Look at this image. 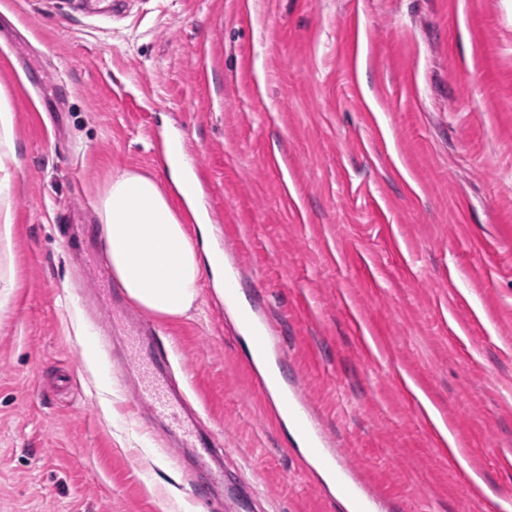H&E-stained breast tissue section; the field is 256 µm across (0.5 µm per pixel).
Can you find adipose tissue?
Instances as JSON below:
<instances>
[{"label": "adipose tissue", "instance_id": "adipose-tissue-1", "mask_svg": "<svg viewBox=\"0 0 512 512\" xmlns=\"http://www.w3.org/2000/svg\"><path fill=\"white\" fill-rule=\"evenodd\" d=\"M96 213L114 282L146 312L184 317L198 300L204 275L223 279L210 229L181 168H172L166 188L134 171L113 177L98 198ZM191 220L198 227L194 237L186 227Z\"/></svg>", "mask_w": 512, "mask_h": 512}]
</instances>
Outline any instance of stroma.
Returning a JSON list of instances; mask_svg holds the SVG:
<instances>
[{"instance_id": "1", "label": "stroma", "mask_w": 512, "mask_h": 512, "mask_svg": "<svg viewBox=\"0 0 512 512\" xmlns=\"http://www.w3.org/2000/svg\"><path fill=\"white\" fill-rule=\"evenodd\" d=\"M0 512H206L89 307L109 178L177 137L245 305L396 512H512V0H0ZM204 278L155 318L226 512H342ZM476 475L486 493H460ZM0 146L7 148L8 153H2L7 157L10 154L12 157L15 155V144L13 139V124L12 113L10 112L7 101L1 97V111H0ZM1 154V163H2Z\"/></svg>"}]
</instances>
